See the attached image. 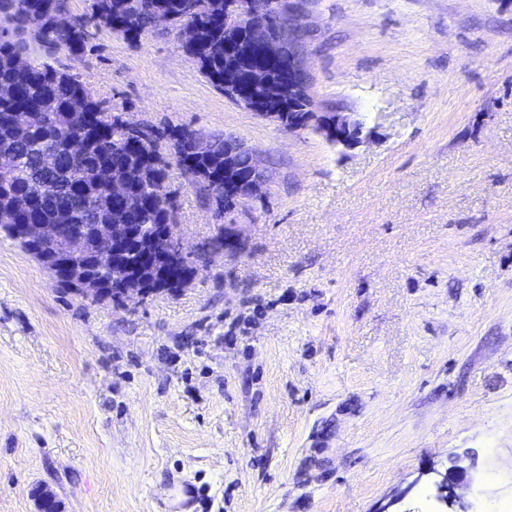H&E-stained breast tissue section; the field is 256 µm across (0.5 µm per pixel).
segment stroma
<instances>
[{"mask_svg":"<svg viewBox=\"0 0 512 512\" xmlns=\"http://www.w3.org/2000/svg\"><path fill=\"white\" fill-rule=\"evenodd\" d=\"M310 94L363 143L288 132L175 29L96 25L69 70L129 119L230 134L266 194L224 218L169 162L192 283L122 305L0 232V512H467L512 503V0H312ZM239 249L206 250L219 226ZM35 512H61L62 505L57 494L45 486H37L32 493Z\"/></svg>","mask_w":512,"mask_h":512,"instance_id":"obj_1","label":"stroma"}]
</instances>
